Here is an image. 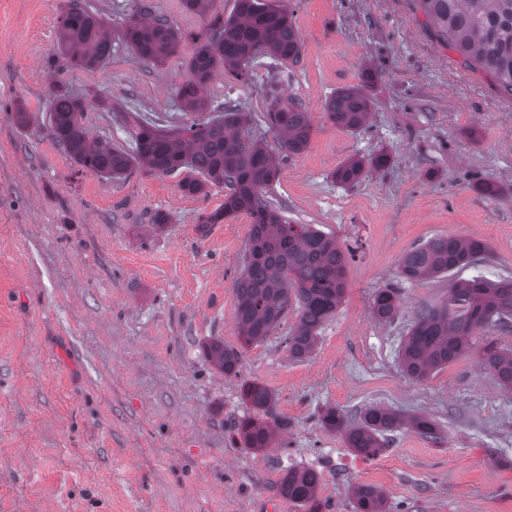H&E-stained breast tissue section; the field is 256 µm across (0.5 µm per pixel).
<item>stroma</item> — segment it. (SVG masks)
I'll return each instance as SVG.
<instances>
[{
	"label": "stroma",
	"mask_w": 512,
	"mask_h": 512,
	"mask_svg": "<svg viewBox=\"0 0 512 512\" xmlns=\"http://www.w3.org/2000/svg\"><path fill=\"white\" fill-rule=\"evenodd\" d=\"M148 2L183 32L180 51L155 65L116 37L107 67L87 72L51 60L65 0H0V512H307L279 493L304 468L320 474L322 512H354L361 486L380 489L387 512H512V393L477 350H512V329L479 334L465 357L412 379L401 345L417 313L447 299L448 279L399 277L409 250L455 235L490 248L460 277L512 278V93L447 44L419 0H277L298 28L299 62L262 58L246 81L217 73L208 102H232L249 134L273 140L262 89L287 75L283 92L312 133L301 153H279L265 196L336 240L347 283L308 357L285 342L294 309L245 347L234 280L251 219L200 224L225 188L189 195L176 175L80 172L46 124H14L16 105L45 112L62 82L85 98L90 136L121 147L128 131L97 97L163 127L194 121L174 90L207 20L183 0ZM358 85L374 114L350 133L324 103ZM381 152L385 168L334 180L343 162ZM389 287L399 308L381 321L373 298ZM215 339L240 350L237 376L211 366ZM249 381L271 391L282 423L261 452L236 434L253 413L241 398ZM375 404L435 420L442 440L403 428L366 459L319 420L328 407L352 416Z\"/></svg>",
	"instance_id": "obj_1"
}]
</instances>
